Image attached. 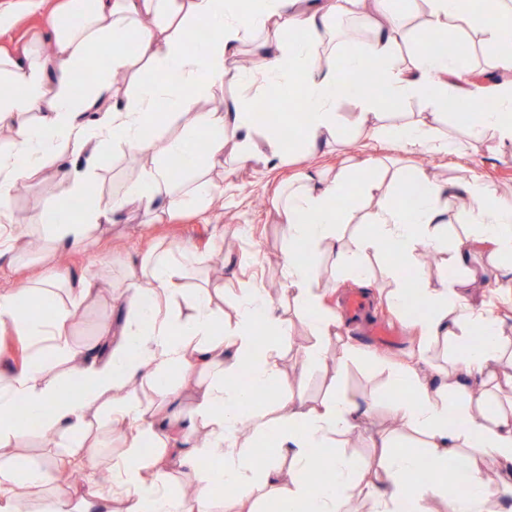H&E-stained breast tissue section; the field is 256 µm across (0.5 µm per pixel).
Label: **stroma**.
Returning <instances> with one entry per match:
<instances>
[{"label": "stroma", "mask_w": 512, "mask_h": 512, "mask_svg": "<svg viewBox=\"0 0 512 512\" xmlns=\"http://www.w3.org/2000/svg\"><path fill=\"white\" fill-rule=\"evenodd\" d=\"M355 105L342 102L338 108L341 122V140L333 151H313L297 142L282 143L280 150H272L262 137L254 142L262 161L255 167L233 168L226 172L214 169L211 179L224 191V206L205 213H182L175 217L149 220L139 212L122 214L112 228L100 234L93 251L64 250L45 257L43 250L19 253L14 263L0 264V293H16L29 289L46 278H75L90 274L98 280L101 293L86 301L79 317L69 325L71 342L96 338L105 325L117 324L123 313L111 298V291L120 287L129 266L140 255L154 246H176L189 254L211 256L212 266L204 276L224 288V319L233 321L242 288L252 279L262 280L270 288L278 289L283 272L279 264L283 228L274 221V203L277 191L289 179L305 171L335 173L354 154H381L388 156L392 169L424 167L439 178L454 184L467 181L478 174L490 190L512 197V149L499 147L493 131L475 135L456 121L451 114H433L432 107L422 98L409 97L399 105V112L408 119H422L430 123L437 137L450 138L458 148L452 153L421 149L402 150L395 144L370 137L368 132L354 125ZM108 152L110 165L96 171L92 182L97 197L108 201L121 191L142 164L141 157L112 145ZM59 191L49 179L35 177L20 181L8 202V209L18 225H25L29 216L40 209ZM263 195L264 205L254 208L252 199ZM231 257V264H223V257ZM311 275L320 286L328 288L325 308L336 312L339 301L354 286L337 268L333 256L313 254ZM371 271V285L365 294L373 305L374 315L387 319L398 331L394 346L375 344L357 324L344 322L340 334L344 342L354 347L350 358L339 360V345L329 346L323 365L312 367L306 376L296 377L295 362L304 347L313 342L306 328V315L293 298L281 293L279 299L292 320V333L281 345L282 365L292 390L312 401L331 391H339L359 406L369 407L370 413L361 418L356 427L340 437L337 444L358 465L372 464L376 450L372 439L376 433L396 428L392 411V395L397 389L394 373L411 355L425 351L429 360L451 369L456 357V342L451 338L422 340L409 325L407 318L391 310L384 295L391 283L386 277L382 257L371 255L365 259ZM101 448L99 470L86 471L85 479L77 483V490H85L89 483H97L103 494H111L112 457L119 451V435L112 429L107 417L96 418Z\"/></svg>", "instance_id": "stroma-1"}]
</instances>
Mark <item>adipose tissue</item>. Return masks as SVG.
Masks as SVG:
<instances>
[{
  "mask_svg": "<svg viewBox=\"0 0 512 512\" xmlns=\"http://www.w3.org/2000/svg\"><path fill=\"white\" fill-rule=\"evenodd\" d=\"M370 8L377 19L369 39L348 48L344 61L329 57L336 17L361 18ZM462 26L484 35L504 81L471 90L469 48L462 41L454 54L421 52L409 67H393L396 52L415 40L417 29L445 34ZM199 27L209 37L196 52H187L184 37ZM103 44L110 52L100 65L95 50ZM247 49L258 60L253 78L270 88H301L305 120L298 140L310 149L336 145V108L344 100L355 103L356 123L372 136L404 149L429 146L425 124L384 120L386 102L412 95L443 112L449 101L481 98L469 129L493 130L501 146H512L507 0H261L250 10L241 0H59L27 43L0 48V223L12 221L2 205L17 183L39 175L60 185L28 221L45 234L51 253L92 248L97 233L131 208L158 217L223 203V189L207 174L228 160L240 167L256 160L254 101L243 97L214 107L207 101L211 89L238 79L237 62ZM368 59L380 67L385 99L351 80ZM116 70L128 73L133 95L121 96L114 87ZM161 100L181 120L180 133H165L156 110ZM228 129L238 137L235 144L224 138ZM201 140L207 143L202 153L196 150ZM107 142L146 163L120 195L101 202L90 175L109 165ZM176 159L187 174L178 188L170 175ZM387 168L385 156L356 157L330 176L300 174L277 198L275 221L284 228L282 290L310 314L314 341L296 363L302 375L322 362L325 348L338 337L335 316L321 310L323 294L309 274V254H335L358 285L370 279L365 256L385 259L389 306L406 313L423 339L451 336L460 347L447 381L432 384L412 366L397 374L409 396L396 401L393 412L404 428L424 437L428 454L399 447L387 434L373 440L379 449L375 465L360 467L337 452V437L354 427L361 411L342 396L310 403L284 388L279 345L291 322L278 299L263 283L252 282L241 291L234 323L225 324L223 289L185 286L206 256L159 245L130 266L113 296L126 310L123 322L90 343L71 344L68 324L99 294L95 277L73 280L64 301L55 280L39 281L23 296L0 293L1 326L32 343H52L21 367L0 370V512H19L26 491L59 478L53 464H33L23 455L33 429L63 439L76 462L94 470L99 455L92 420L104 414L123 437V450L112 461V496L89 489L76 497L65 490L46 501L43 512H215L226 498L235 512H263L269 501L278 502L280 512H342L355 492L371 499L374 512H428L429 495L449 512H489L481 463L490 458L512 466V414L478 396L463 404L455 397L473 376L512 390V372H495L502 360L498 318L491 307H473L466 296L479 278L496 289L512 282V201L478 178L457 187L421 168L406 169L386 185L380 176ZM371 200L378 207L363 218ZM452 217L466 229L453 243L447 237ZM344 224L358 227L349 257L338 247ZM422 243L446 252L454 278L420 280L415 267ZM477 251L493 257L491 268L472 267ZM33 300L49 304L51 318L32 316ZM476 333L482 340L474 345L469 338ZM261 336L267 352L260 357L255 345ZM54 360L64 363L63 373L44 376ZM178 377L194 384L192 408L182 404ZM264 390L271 406L254 405L253 396ZM452 416L457 426H449ZM244 421L255 444L239 438ZM452 458L464 459L472 474L464 495L449 494L444 481L428 489L419 485L421 471L447 473ZM318 467L326 476L315 486L310 476ZM180 473L192 475V497L173 492Z\"/></svg>",
  "mask_w": 512,
  "mask_h": 512,
  "instance_id": "adipose-tissue-1",
  "label": "adipose tissue"
}]
</instances>
